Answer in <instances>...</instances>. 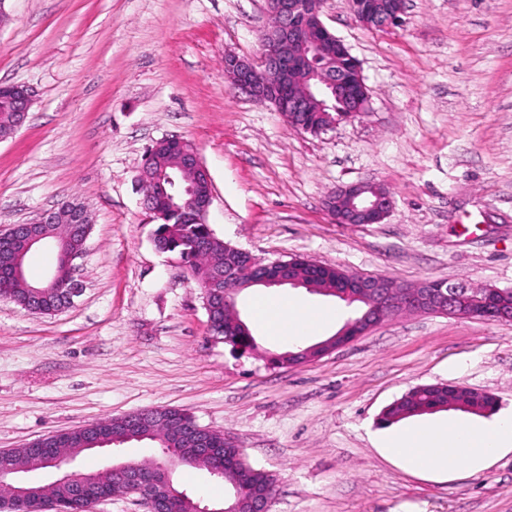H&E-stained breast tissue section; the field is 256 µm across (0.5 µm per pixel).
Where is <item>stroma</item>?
Masks as SVG:
<instances>
[{
	"label": "stroma",
	"mask_w": 512,
	"mask_h": 512,
	"mask_svg": "<svg viewBox=\"0 0 512 512\" xmlns=\"http://www.w3.org/2000/svg\"><path fill=\"white\" fill-rule=\"evenodd\" d=\"M324 24L361 64L368 110L311 135L234 90L224 55L258 60L267 0H0V84L34 102L0 140V230L67 200L89 210L73 260L82 291L56 314L0 300V450L146 407L185 410L278 478L271 512H512V453L431 480L376 443L382 411L414 387L492 395L512 412V321L403 312L297 366L253 316L244 354L214 341L200 291L152 242L137 168L153 142H191L207 167V222L266 260L304 257L400 284L512 290V0H405L369 29L350 0ZM390 189L379 224H339L330 191ZM149 441L78 468L160 458ZM181 490L222 506L233 489L179 467Z\"/></svg>",
	"instance_id": "obj_1"
}]
</instances>
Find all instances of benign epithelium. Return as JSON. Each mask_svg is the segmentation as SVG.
<instances>
[{"instance_id":"7a95c632","label":"benign epithelium","mask_w":512,"mask_h":512,"mask_svg":"<svg viewBox=\"0 0 512 512\" xmlns=\"http://www.w3.org/2000/svg\"><path fill=\"white\" fill-rule=\"evenodd\" d=\"M274 16V26L268 29L265 46L261 51V65L235 54H224V73L232 87L250 98L272 104L278 112L293 123L296 112L326 113L327 101L343 100L347 103L344 119L355 118L368 106V92L359 61L349 48L336 37L321 19L323 0H269ZM351 10L356 21L366 28H383L400 20L402 3L391 0H351ZM12 105L3 124L18 129L29 112L32 95L21 85L2 88ZM178 156L174 171L161 180L155 178L148 160L139 168L138 181L142 187H150L145 202L150 212H155L154 198L167 201L172 209L197 220L205 221L212 205L213 195H200L196 186L210 180L197 149L188 141L171 137L154 142L149 151L158 148ZM393 203L392 194L366 183H352L336 187L325 199V208L339 224H380L389 214ZM71 225L49 239L34 233L21 224H13L0 233V241H9L6 251L0 253V292L19 285L30 291L38 300L58 287L59 271H54L43 281L31 284L26 281L24 264L27 254L40 245H54L60 255V265L71 270V261L81 255L90 232L91 220L83 205L67 202L42 214L38 224H58L61 220ZM238 261L228 269L217 270L209 283L202 288L203 305L208 315V326H214L212 310L219 302H229L242 291L254 286H284L294 288L303 285L296 276L297 263L317 267L313 260L298 258L272 262L276 273L259 276L264 263L250 253L236 249ZM328 295L349 302H361L367 306L363 315L347 322L336 337L314 344L293 354L301 364L311 358L322 357L368 333L395 309H409L420 313L443 314L456 318H478L488 321H512V306L503 299L504 291L495 287L471 288L463 283L445 285L438 279H424L410 285H400L383 276L342 271L336 286L326 291ZM127 430L144 427L150 416L142 410L124 414ZM199 439L190 443L188 452H180L161 465L153 474H147L141 465L118 462L112 469L123 475V493L137 495L144 501L147 512H171L173 500L156 486L166 482L174 467L186 459L205 462L212 467L222 463L224 451L236 448V459L244 460L243 453L231 436L224 443L210 438L214 430L194 425ZM52 465L60 470L57 482L72 486L74 496H81L89 477L70 469L72 461L57 459ZM28 478L24 471L10 464V451L0 450V490L13 496L26 497Z\"/></svg>"}]
</instances>
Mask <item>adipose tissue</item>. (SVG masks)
Listing matches in <instances>:
<instances>
[{
	"label": "adipose tissue",
	"instance_id": "ef3b65f1",
	"mask_svg": "<svg viewBox=\"0 0 512 512\" xmlns=\"http://www.w3.org/2000/svg\"><path fill=\"white\" fill-rule=\"evenodd\" d=\"M342 308H317L289 297L266 293L256 300V315L274 339L302 342L338 321ZM380 448L407 469L433 476L455 474L460 465L479 471L512 452V413L490 421L456 419L392 430L378 440Z\"/></svg>",
	"mask_w": 512,
	"mask_h": 512
}]
</instances>
